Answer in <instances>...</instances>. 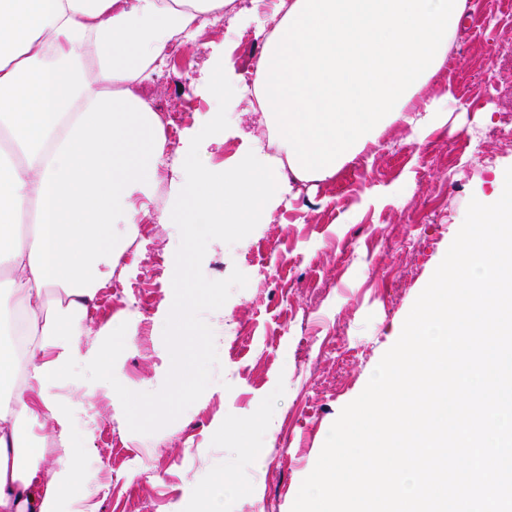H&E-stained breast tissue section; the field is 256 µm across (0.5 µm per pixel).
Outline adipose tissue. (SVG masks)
I'll use <instances>...</instances> for the list:
<instances>
[{
  "label": "adipose tissue",
  "mask_w": 512,
  "mask_h": 512,
  "mask_svg": "<svg viewBox=\"0 0 512 512\" xmlns=\"http://www.w3.org/2000/svg\"><path fill=\"white\" fill-rule=\"evenodd\" d=\"M269 27L252 89L232 56L208 75L218 109L180 152L183 179L151 211L166 136L141 86L166 43L195 35L225 0H0V512H60L75 487L78 412L89 311L145 219L208 223L245 245L299 182H325L393 125L421 139L461 105L420 92L452 54L472 0H251ZM252 92L268 138L214 165L200 152L214 127L240 135L237 107ZM63 451L44 464L38 435Z\"/></svg>",
  "instance_id": "ef3b65f1"
}]
</instances>
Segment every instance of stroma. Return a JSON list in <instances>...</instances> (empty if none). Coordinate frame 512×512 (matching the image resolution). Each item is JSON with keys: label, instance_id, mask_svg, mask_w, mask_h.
<instances>
[{"label": "stroma", "instance_id": "35a3bbf8", "mask_svg": "<svg viewBox=\"0 0 512 512\" xmlns=\"http://www.w3.org/2000/svg\"><path fill=\"white\" fill-rule=\"evenodd\" d=\"M264 39L255 25L206 24L199 37L144 82L181 128L215 111L199 87L213 63L231 54L242 75L255 72ZM512 69V0L474 9L451 59L423 94L451 90L467 113L422 142L392 126L336 178L300 185L291 206L251 228L245 247L212 244L207 279L233 270L248 278L226 302L224 321L204 312L218 342V367L202 396L173 423L150 434L129 430L105 382L85 383L77 398L80 486L64 512H199V486L230 476L246 487L224 512H291L332 424L357 398L435 272L478 191L494 170L512 167V87L496 73ZM145 246L122 257L128 271L102 290L94 312L101 335L83 349L111 352L115 376L136 392L159 390L171 360L155 320L173 302L170 263L179 247L169 224L143 222ZM125 308L142 314L138 332L115 336L104 325ZM265 411L271 446L262 466L241 460L223 431Z\"/></svg>", "mask_w": 512, "mask_h": 512}]
</instances>
